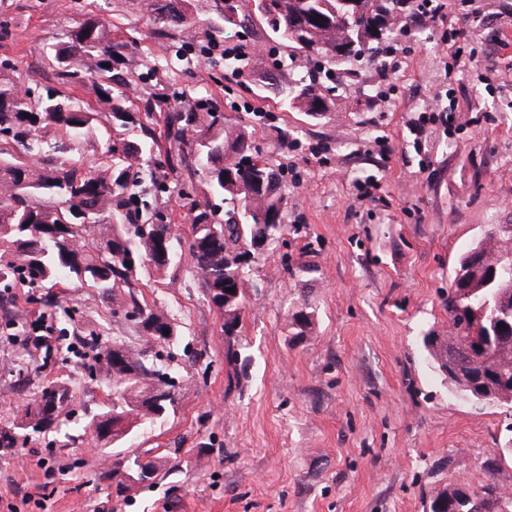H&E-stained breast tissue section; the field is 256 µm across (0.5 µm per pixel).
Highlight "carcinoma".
Returning <instances> with one entry per match:
<instances>
[{
	"label": "carcinoma",
	"instance_id": "obj_1",
	"mask_svg": "<svg viewBox=\"0 0 512 512\" xmlns=\"http://www.w3.org/2000/svg\"><path fill=\"white\" fill-rule=\"evenodd\" d=\"M186 0H163L153 10V24L176 36L189 31L192 19ZM346 0H268L265 7H242L233 26L242 31L261 25L283 49L281 63L305 53L311 70L306 76L279 83V101L317 117L327 111L326 97L336 90V44H355L347 63L374 64L387 53L382 41L391 34H373L376 21L401 16L408 0H360L357 12L347 14ZM301 28L308 48L286 38L288 27ZM128 44L107 39L105 25L88 20L64 34L56 44L53 62L58 84L76 86L91 82L95 103L64 94L55 87L21 95L17 85L0 77V288H54L69 281L93 288L112 298L117 288L131 287L137 266L155 273L166 271L179 258L181 240L163 227V234H146L159 208L156 197L169 191L165 180L178 187V206L191 221L187 245L194 266L203 277L207 296L224 311V335H237L239 311L248 275L249 252L240 242L260 237L277 240L288 230L283 207L288 186L255 146L253 132L224 121V112L208 96L198 94L181 106L165 96L138 104L123 91L125 75L113 62ZM116 131L97 153L94 168L73 158L97 137L101 122ZM163 123V139L153 126ZM138 131L141 137H124ZM204 178L211 195L227 204L200 201L179 188L183 173ZM485 252L507 260L498 266L496 278L486 280L478 259L465 253L459 267L465 271L466 292L448 288V337L424 344L440 371L451 369L448 383L458 393L474 395L471 375L493 376L512 392V338L488 335L495 318H512V235L485 234ZM132 266H126V263ZM233 288L234 300L224 299ZM133 317L142 331L154 322L178 335L176 325L163 322L149 305L132 301ZM312 325L306 311L291 314L288 326L305 335ZM112 382L116 398L94 417L89 427L106 445L114 443L115 409L123 405L136 412L142 424L162 418L173 404L172 392L151 382L167 373L150 370L144 352L125 349L122 361L112 360V348H98L95 357ZM72 401L68 387L50 384L41 390L38 403L27 406L17 424L0 429V447L15 443L19 430L41 432L56 425V402ZM481 488L498 492L495 512H512V494L495 482ZM429 512H490L487 503L473 495L471 487L458 483L430 499Z\"/></svg>",
	"mask_w": 512,
	"mask_h": 512
}]
</instances>
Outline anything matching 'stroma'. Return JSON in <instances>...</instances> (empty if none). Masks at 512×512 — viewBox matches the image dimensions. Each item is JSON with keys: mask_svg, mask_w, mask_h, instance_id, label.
Listing matches in <instances>:
<instances>
[{"mask_svg": "<svg viewBox=\"0 0 512 512\" xmlns=\"http://www.w3.org/2000/svg\"><path fill=\"white\" fill-rule=\"evenodd\" d=\"M433 4L436 20L409 14L384 67L358 65L313 118L267 88L265 31L239 36L212 0H191L196 23L178 45L150 26V0H0V75L55 85L48 51L76 23L104 21L128 43L118 68L130 100L206 92L288 183V231L254 252L236 336L188 260L138 270L108 300L58 288L75 314L53 321L61 338L46 349L24 332L49 315L46 290L0 297V428L48 384L73 394L58 430L0 448V512H425L461 479L512 489V456L499 454L512 449V407L456 396L423 344L448 334L461 254L512 224V0ZM224 43L243 47L248 82ZM177 49L190 68H165ZM134 298L178 328L156 347L175 402L113 448L83 431L112 388L77 352L100 337L143 348ZM301 306L314 324L296 338L288 316ZM132 453L157 476L121 492L118 459Z\"/></svg>", "mask_w": 512, "mask_h": 512, "instance_id": "stroma-1", "label": "stroma"}]
</instances>
